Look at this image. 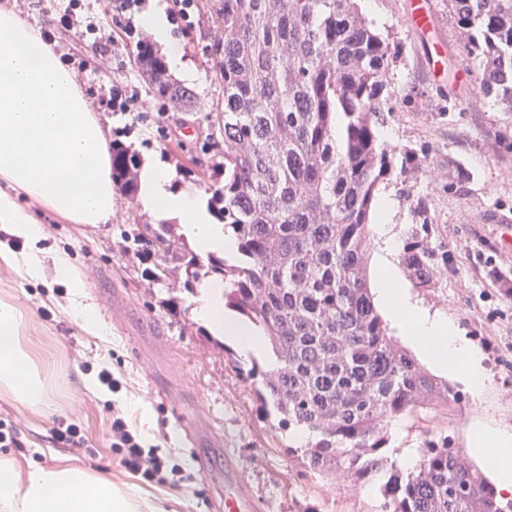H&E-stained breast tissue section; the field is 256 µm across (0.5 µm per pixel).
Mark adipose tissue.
<instances>
[{
  "mask_svg": "<svg viewBox=\"0 0 512 512\" xmlns=\"http://www.w3.org/2000/svg\"><path fill=\"white\" fill-rule=\"evenodd\" d=\"M174 174L162 164L145 168L139 203L158 219L183 226L202 255L231 252L235 243L223 224L193 191L173 187ZM39 211L23 206V199ZM116 201L112 185L110 137L86 94L61 63L39 26L13 8L0 7V230L21 241V249H0V263L28 281L42 280L53 266L58 282L70 288L73 317L93 335L105 332L99 310L84 300L83 282L68 259L46 244L43 212L74 224H106ZM375 299L398 335L407 337L435 368L482 390L483 354L449 319L423 312L402 285L393 265L374 281ZM195 314L214 335L235 341L243 351L264 347L251 326L224 312V283L201 282ZM25 318L0 300V397L39 413L48 406L49 369L24 343ZM470 450L494 451L497 491L512 495V431L476 427ZM0 512H166L160 498L148 497L132 482H113L109 472L70 464L20 469L0 453Z\"/></svg>",
  "mask_w": 512,
  "mask_h": 512,
  "instance_id": "1",
  "label": "adipose tissue"
}]
</instances>
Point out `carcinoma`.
Segmentation results:
<instances>
[{"mask_svg": "<svg viewBox=\"0 0 512 512\" xmlns=\"http://www.w3.org/2000/svg\"><path fill=\"white\" fill-rule=\"evenodd\" d=\"M478 63V87L512 112V0H448ZM224 27L211 48L224 84V184L215 213L236 249L224 258L182 253L172 224H144L130 248L148 274L184 270L183 287L218 276L224 304L263 337L277 368L232 358L261 411L310 441L288 454L304 467L367 482L387 462L388 426L459 392L429 374L389 334L371 294L366 256L379 186L393 175L380 140L387 74L396 56L356 0H210ZM155 96L189 112L192 89L173 81L149 43L134 46ZM139 157L112 143V184L134 196ZM402 262L431 286L434 251L413 238ZM377 512H512L484 471L447 440L393 472Z\"/></svg>", "mask_w": 512, "mask_h": 512, "instance_id": "cac0c4a2", "label": "carcinoma"}]
</instances>
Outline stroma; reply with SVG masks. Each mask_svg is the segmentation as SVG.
<instances>
[{
  "label": "stroma",
  "mask_w": 512,
  "mask_h": 512,
  "mask_svg": "<svg viewBox=\"0 0 512 512\" xmlns=\"http://www.w3.org/2000/svg\"><path fill=\"white\" fill-rule=\"evenodd\" d=\"M75 0H0L22 17L52 33L64 65L88 97L89 108L111 126L113 140L135 151L142 164L164 162L178 189L211 198L218 183L212 165L216 149L210 136L212 104L223 101L224 86L213 72L209 49L223 37V27L194 0L190 25L173 24L171 48L163 58L180 54L194 70L188 86L197 95L194 111L178 112L151 93L131 58L134 38L113 0H76L95 31L79 36L60 19ZM433 21L422 34H410V0H371L365 18L395 46L397 59L387 75L389 114L381 133L385 144L412 150L417 167L393 174L381 184L379 198L391 199L388 217L399 240L410 234L427 237L435 253H447L430 288L411 294L428 313L456 322L484 355L487 386L483 394L461 386L462 399L449 407L424 406L389 430L388 457L419 453L426 441H449L467 448L475 423L512 430V299L498 296L487 267L512 266L498 243L503 228L490 222L493 213L512 215V112L481 97L475 63L469 56L448 0H423ZM118 84L136 95L140 113L115 112L100 104V89ZM469 177L457 182V169ZM47 244L63 253L83 280L84 293L108 323L105 336L89 335L70 314L69 288L53 272L29 282L0 265V298L24 313L29 347L49 360L50 403L43 414L30 415L0 399V417L20 429L22 447L12 454L21 468L48 466L67 459L55 447L51 430L57 420L81 423L93 448L96 470L117 480L131 475L112 452L110 423L120 412L139 430V412L153 415L151 445L169 463L179 465L177 485H145V492L167 495L168 512H219L220 497L197 466L178 421L179 414L208 419L233 453L240 473L259 503V512H376L377 482L356 484L309 473L289 456L290 433L263 416L249 382L224 352L223 337L212 335L194 314L195 294L183 286L184 272L172 269L165 282L144 275V264L128 249L124 232L132 224L156 218L138 200L117 194L112 221L96 226L70 224L45 215ZM91 369H83L84 361ZM108 369L121 387L99 399L85 384ZM186 395L175 407L165 395L167 378Z\"/></svg>",
  "instance_id": "35a3bbf8"
}]
</instances>
